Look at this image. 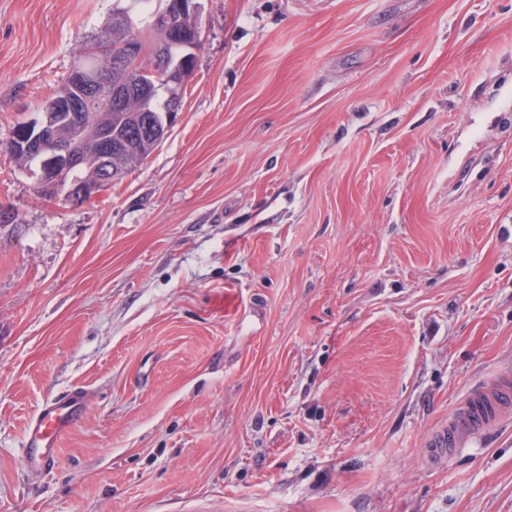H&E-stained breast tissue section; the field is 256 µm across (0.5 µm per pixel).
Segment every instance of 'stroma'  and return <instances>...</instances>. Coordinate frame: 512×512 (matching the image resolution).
Listing matches in <instances>:
<instances>
[{
	"instance_id": "stroma-1",
	"label": "stroma",
	"mask_w": 512,
	"mask_h": 512,
	"mask_svg": "<svg viewBox=\"0 0 512 512\" xmlns=\"http://www.w3.org/2000/svg\"><path fill=\"white\" fill-rule=\"evenodd\" d=\"M128 0H0V512H512V0H201L146 163L5 148ZM81 387L54 463L42 404ZM512 408V371L500 372L487 385L473 389L448 416V425L427 440L429 452L448 459L473 436L497 427ZM86 406V394L77 387L43 403L26 429L25 446L31 449L28 463L50 465L59 439L83 419Z\"/></svg>"
}]
</instances>
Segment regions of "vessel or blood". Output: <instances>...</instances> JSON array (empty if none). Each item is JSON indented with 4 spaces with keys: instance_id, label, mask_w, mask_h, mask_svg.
Returning <instances> with one entry per match:
<instances>
[{
    "instance_id": "vessel-or-blood-1",
    "label": "vessel or blood",
    "mask_w": 512,
    "mask_h": 512,
    "mask_svg": "<svg viewBox=\"0 0 512 512\" xmlns=\"http://www.w3.org/2000/svg\"><path fill=\"white\" fill-rule=\"evenodd\" d=\"M87 397L73 388L43 403L29 421L25 445L29 464L46 466L53 462L60 438L84 417ZM512 415V371L500 372L489 384L473 389L452 411L448 423L427 440L430 453L447 458L473 436L497 427Z\"/></svg>"
}]
</instances>
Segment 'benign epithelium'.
<instances>
[{"instance_id":"obj_1","label":"benign epithelium","mask_w":512,"mask_h":512,"mask_svg":"<svg viewBox=\"0 0 512 512\" xmlns=\"http://www.w3.org/2000/svg\"><path fill=\"white\" fill-rule=\"evenodd\" d=\"M198 17L199 0H172L145 20L129 8L113 16V29L123 31L125 38L100 48L92 63L74 68L72 92L54 96L42 107L44 112L64 113L63 125L48 121L39 125L32 138L12 141L23 157L49 153L38 175L43 192H54L67 184V198L87 201L125 176V169L112 166L114 112L135 116L130 138L151 145L164 139L181 104L187 64L197 54ZM142 26L152 33L148 45L139 36ZM159 80L168 87V109L162 120L150 107ZM91 108L102 110L95 123L86 121ZM78 169H86L88 174L75 183L70 176Z\"/></svg>"}]
</instances>
